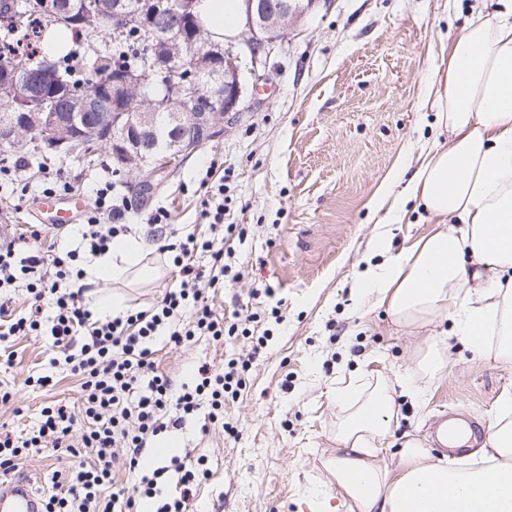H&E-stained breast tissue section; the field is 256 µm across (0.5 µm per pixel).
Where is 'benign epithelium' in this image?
<instances>
[{
    "mask_svg": "<svg viewBox=\"0 0 512 512\" xmlns=\"http://www.w3.org/2000/svg\"><path fill=\"white\" fill-rule=\"evenodd\" d=\"M320 0H245L242 45L247 54L211 46L196 54L193 65L205 80H185L176 63L172 34L199 22L193 13L196 0H112V39L118 41L129 19L139 20L152 34L146 68L161 73L168 96L175 106L167 109V143L159 150L157 139L159 108L153 95L142 98L138 112H110L108 101L89 93L50 112L34 107L39 89L54 81L49 70L28 74L14 83L11 111L0 120V142L13 141L28 126L45 144L80 140L91 126L112 128V148L129 173L154 178L173 168L184 156L212 141L233 124L244 109L245 57L256 64L271 55L285 37L288 26L314 10ZM51 19L65 25H81L88 12L61 0H45ZM142 86V77L125 75L112 80V99L125 98Z\"/></svg>",
    "mask_w": 512,
    "mask_h": 512,
    "instance_id": "7a95c632",
    "label": "benign epithelium"
}]
</instances>
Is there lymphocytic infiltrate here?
<instances>
[{"instance_id": "lymphocytic-infiltrate-1", "label": "lymphocytic infiltrate", "mask_w": 512, "mask_h": 512, "mask_svg": "<svg viewBox=\"0 0 512 512\" xmlns=\"http://www.w3.org/2000/svg\"><path fill=\"white\" fill-rule=\"evenodd\" d=\"M127 210L126 199L114 195L111 181L100 182L81 229L85 251L104 253L115 237L128 232ZM203 214L207 236L190 233L158 248L178 267L179 282L148 309L107 321L95 319L83 301L78 287L83 277L80 252L39 248L41 225H30L18 243L0 247V291L21 286L32 300L28 313L19 317L0 303V348L14 336L49 337L70 372L80 378L79 407L46 406L36 430L24 436H0V470H13L15 460L31 448L51 446L73 455L82 447L95 452L93 463L77 471L65 493L46 497L44 512H139L146 499L158 500L157 512H187L190 494L207 476L204 461L172 458L182 491L165 498L158 486L163 469L146 475L140 465L155 437L181 426L201 407H208L210 421H218L226 399L235 397L244 383L247 363L236 357L219 371L200 368L198 382L181 387L157 374L152 360V346L159 337L178 346L198 336L216 340L247 336L251 323L259 318L255 312H237L229 320L215 315L207 291L240 278L226 244L246 238L248 229L225 223L223 203L206 206ZM203 254L211 262L206 270L197 261ZM119 448L125 449V464L136 476L129 486L112 484Z\"/></svg>"}]
</instances>
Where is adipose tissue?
<instances>
[{
    "label": "adipose tissue",
    "instance_id": "1",
    "mask_svg": "<svg viewBox=\"0 0 512 512\" xmlns=\"http://www.w3.org/2000/svg\"><path fill=\"white\" fill-rule=\"evenodd\" d=\"M198 13L215 40L233 37L244 21L243 0H199ZM437 120L449 137L422 149L402 191L385 188V221L403 223L417 202L431 230L404 255L367 265L354 290L377 295L392 323L422 328L446 319L476 351L512 363V0L464 27L448 43V64L433 83ZM147 246L134 235L116 238L88 256L90 307L103 319L126 308L119 289L147 284ZM111 284L115 293L98 292ZM344 413L336 454L327 470L351 512H512V398H504L479 449L490 465L459 470L411 437L397 450L399 465L379 462L396 420L394 389L375 379L337 394Z\"/></svg>",
    "mask_w": 512,
    "mask_h": 512
}]
</instances>
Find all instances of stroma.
Instances as JSON below:
<instances>
[{"label": "stroma", "instance_id": "35a3bbf8", "mask_svg": "<svg viewBox=\"0 0 512 512\" xmlns=\"http://www.w3.org/2000/svg\"><path fill=\"white\" fill-rule=\"evenodd\" d=\"M497 0H320L302 22L289 26L278 52L261 73L245 75L251 110L243 121L194 151L173 172L158 176L141 194L139 179L113 171L107 150L86 158L42 162L13 149L0 175V240L26 231L43 179L63 172L75 194L91 198L102 178L131 207L132 232L153 241L149 219L164 209L179 231L203 232L205 184L223 183L224 221L248 224L242 242L231 241L243 276L211 296L216 316L252 304L255 290L273 288L285 316L262 319L249 337L226 342L200 336L184 346L154 345L159 373L175 384L192 383L199 366L223 367L232 356L252 355L245 383L224 406L235 435L207 422L199 411L181 429L178 456L204 458L207 480L197 486V512H325L340 507L326 462L336 453L338 388L385 379L399 388L425 339L438 337L448 372L421 399L399 393L397 424L382 457L396 467L393 448L407 436L432 439L442 412L461 411L478 425L493 420L500 400L512 396V365L494 361L455 336L452 320L412 335L399 331L384 306L353 299L367 260L382 249L408 251L428 232L427 214L414 210L408 224L393 225L387 241L375 203L391 183L405 184L416 169L419 146L446 142L435 121L429 85L448 58V39ZM215 175H207L209 163ZM264 337L255 348V337ZM48 340L20 336L12 353L0 352V384L14 393L0 404V426L17 434L36 428L52 401L78 404L80 381L51 367ZM51 372L53 383L27 386L30 374ZM90 449L74 458L41 448L11 476L28 478L50 493L54 472L71 473L91 461Z\"/></svg>", "mask_w": 512, "mask_h": 512}]
</instances>
